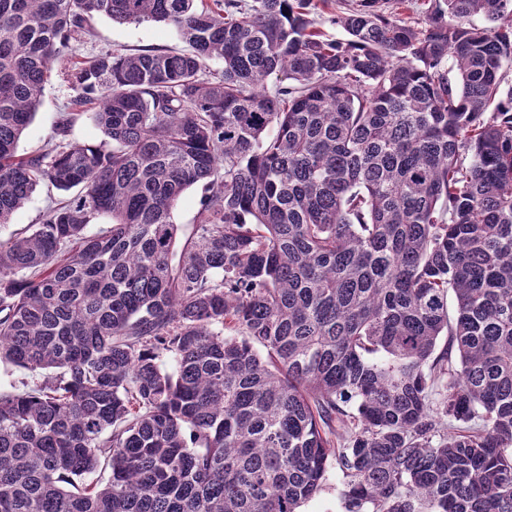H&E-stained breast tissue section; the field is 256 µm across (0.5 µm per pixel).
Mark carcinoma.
<instances>
[{"label": "carcinoma", "mask_w": 512, "mask_h": 512, "mask_svg": "<svg viewBox=\"0 0 512 512\" xmlns=\"http://www.w3.org/2000/svg\"><path fill=\"white\" fill-rule=\"evenodd\" d=\"M341 4L0 0V224L72 193L0 240V363L42 376L0 512H301L331 460L345 512H512V0ZM98 16L188 49L95 56L17 155ZM103 135L89 115H84L70 130L67 139L73 144L99 142ZM66 194L51 186L42 185L32 195L28 204L16 213L11 224L0 225V239L7 240L12 234L20 232L31 224H39L42 222L46 208L51 201L59 200ZM200 187L187 189L173 210V220L176 224H195L199 210Z\"/></svg>", "instance_id": "obj_1"}]
</instances>
